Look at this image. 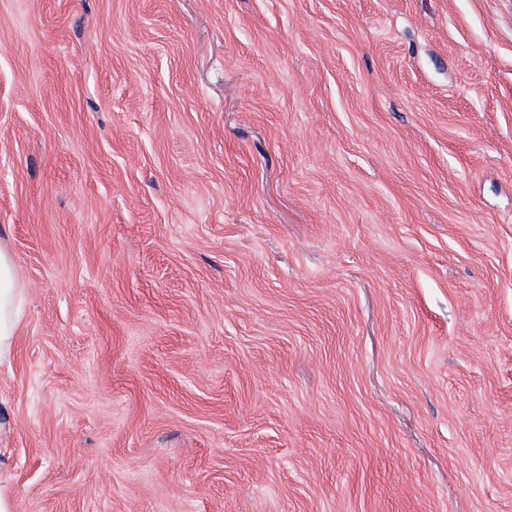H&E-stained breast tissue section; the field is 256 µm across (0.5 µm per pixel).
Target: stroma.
Listing matches in <instances>:
<instances>
[{"label":"stroma","mask_w":512,"mask_h":512,"mask_svg":"<svg viewBox=\"0 0 512 512\" xmlns=\"http://www.w3.org/2000/svg\"><path fill=\"white\" fill-rule=\"evenodd\" d=\"M15 512H512V0H0Z\"/></svg>","instance_id":"obj_1"}]
</instances>
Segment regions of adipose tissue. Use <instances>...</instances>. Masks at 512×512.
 <instances>
[{
    "label": "adipose tissue",
    "mask_w": 512,
    "mask_h": 512,
    "mask_svg": "<svg viewBox=\"0 0 512 512\" xmlns=\"http://www.w3.org/2000/svg\"><path fill=\"white\" fill-rule=\"evenodd\" d=\"M24 290L10 252L0 245V364L9 361L18 334Z\"/></svg>",
    "instance_id": "1"
}]
</instances>
